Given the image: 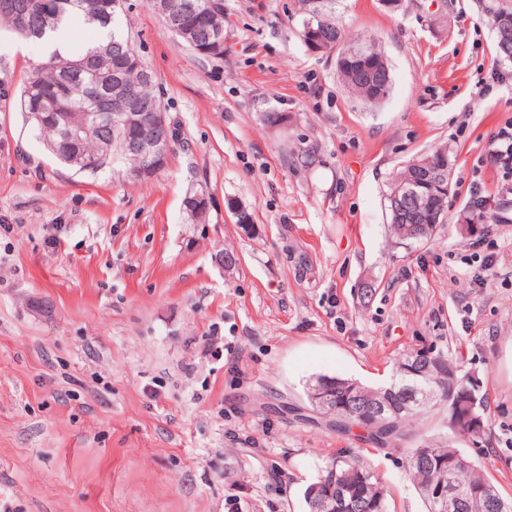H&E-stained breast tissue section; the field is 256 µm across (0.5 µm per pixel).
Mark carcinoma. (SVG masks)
Segmentation results:
<instances>
[{"mask_svg":"<svg viewBox=\"0 0 512 512\" xmlns=\"http://www.w3.org/2000/svg\"><path fill=\"white\" fill-rule=\"evenodd\" d=\"M93 0H75L74 5L55 19L47 18L40 10L32 9L28 22L23 29H15V18L10 12H0V24L7 26L18 37L24 40H40L48 33L54 32L73 14L81 16L88 27L97 33L86 49L79 55L51 53L49 61L34 71L23 84L17 105L24 112L33 130L43 141L45 148L55 159L66 168H71L70 160L81 156L86 160L87 171L93 173L101 166L99 156L104 146H111V155L106 165L119 159L131 174H136L139 159L127 149L129 142L137 139H148L157 135H168L176 139L175 129L163 130L155 125L150 113H145L140 124L126 131H120L108 123L86 122V118L97 112V100L103 93L100 73L110 69L120 70L127 87L137 96L149 100L157 97L155 84H148L141 79L143 62L137 55L129 39L121 31L114 28L115 16L119 10L109 7L97 14L89 9ZM303 13L299 38L309 36L307 26L319 27L324 20L327 26L321 34H336L339 28L336 20L318 9L317 0H299ZM482 12L487 16L495 33H504L503 39L496 40L499 57L512 62V0H480ZM364 60L347 57L337 59V71L348 90L367 100L372 101L376 91L361 82L356 71ZM84 131L78 141L67 142L63 138L65 131L77 126ZM425 164L443 169L445 182L444 191L436 197L425 196L421 200L419 215L421 219L433 218L432 208L446 211V202L452 183V164L448 147H438L432 152L420 156L407 163L395 176L393 185L402 183L418 165ZM389 236L399 245L410 246L422 244L431 236L402 239V225L388 224ZM417 368L419 375H409L405 383L393 391H387L390 384L378 386L360 385V393L367 401L385 399L392 409V414L384 423L368 418L350 416L342 421H334L338 429L350 430L354 427L367 428V442L377 448H386L396 439L407 435L408 427L421 423L433 413L435 403L415 406L407 402L403 394L405 389H416L431 393L435 397L448 398V380L460 382L464 376L459 366L448 356L436 351H416L405 355L393 367L391 376L402 378L406 371ZM349 380L326 375L315 376L305 384V395H310L314 387L321 385L334 388L336 399H345L344 389ZM475 420L479 421L477 429L470 428V420L457 422L458 430L448 429L431 437H421L418 445L411 448L406 456V468L412 484L417 490L448 478V457L456 456L466 461V465L458 469V476L467 485H487L494 489L496 505H489L482 497L470 496L462 501L456 512H512V498H505L496 485L486 478L473 460L456 443L468 432L488 436L490 425L487 405L480 401L474 411ZM422 452L429 459V464L420 468L413 464L416 453ZM345 478L353 491L360 495L366 503L361 512H391L390 491L381 474L367 461L355 453L342 451L336 457L326 461L317 468L314 481L325 488L338 478Z\"/></svg>","mask_w":512,"mask_h":512,"instance_id":"obj_1","label":"carcinoma"}]
</instances>
